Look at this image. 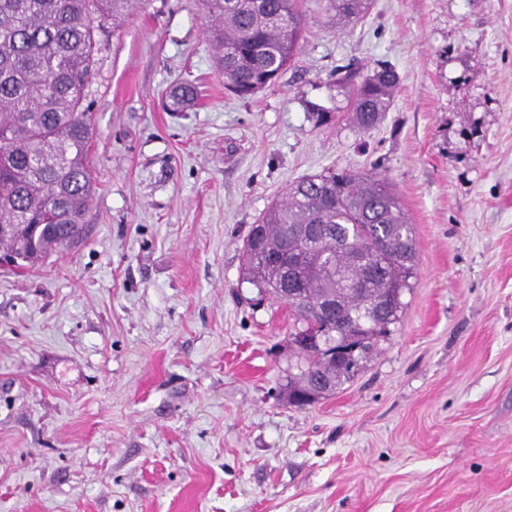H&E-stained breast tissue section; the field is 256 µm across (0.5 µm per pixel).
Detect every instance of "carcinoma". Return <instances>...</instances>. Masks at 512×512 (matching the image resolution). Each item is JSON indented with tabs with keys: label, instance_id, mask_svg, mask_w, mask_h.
Masks as SVG:
<instances>
[{
	"label": "carcinoma",
	"instance_id": "cac0c4a2",
	"mask_svg": "<svg viewBox=\"0 0 512 512\" xmlns=\"http://www.w3.org/2000/svg\"><path fill=\"white\" fill-rule=\"evenodd\" d=\"M208 36L217 48L224 88L249 98L274 84L300 50L304 18L298 0H201ZM336 22L363 16L370 0H328ZM131 0H0V251L18 268L42 264L80 238L94 193L87 163L92 137L84 101L95 72L96 31L124 16ZM349 111L363 129L376 125L393 102L391 67L362 75L344 70ZM197 96L195 85L173 86L171 106ZM261 244L288 241L294 274L307 302L288 299V281L256 247L243 246V281L285 302L301 326L334 311L329 328L360 337L348 362L296 348L300 373L288 381L293 404L325 382V397L360 370L390 333L403 308L414 267L412 226L389 179L375 172L327 169L291 184L284 199L257 220Z\"/></svg>",
	"mask_w": 512,
	"mask_h": 512
}]
</instances>
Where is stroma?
I'll list each match as a JSON object with an SVG mask.
<instances>
[{"instance_id":"obj_1","label":"stroma","mask_w":512,"mask_h":512,"mask_svg":"<svg viewBox=\"0 0 512 512\" xmlns=\"http://www.w3.org/2000/svg\"><path fill=\"white\" fill-rule=\"evenodd\" d=\"M300 9L294 62L249 100L200 0L98 33L82 239L0 264V512H512V0ZM380 63L399 85L364 131L336 71ZM180 82L200 96L167 111ZM329 167L389 178L416 262L390 336L298 408L290 308L241 249ZM370 0H328L329 9L335 12L336 23L350 22L363 16L369 9Z\"/></svg>"}]
</instances>
